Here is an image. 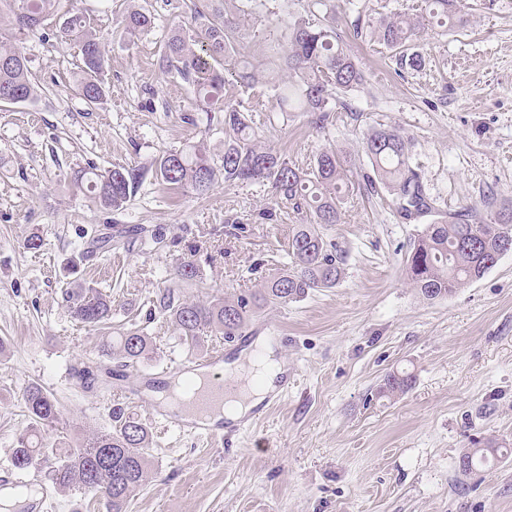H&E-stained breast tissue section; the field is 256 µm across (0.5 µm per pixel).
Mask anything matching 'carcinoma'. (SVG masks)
Masks as SVG:
<instances>
[{
	"mask_svg": "<svg viewBox=\"0 0 512 512\" xmlns=\"http://www.w3.org/2000/svg\"><path fill=\"white\" fill-rule=\"evenodd\" d=\"M18 30L38 27L56 0H9ZM128 0L121 20V36H134L154 27L155 17ZM237 0H207L205 8L194 7V23L170 31L160 51L162 68L175 72L194 88L196 105L202 112L224 113V153L215 164L205 148L189 145L162 155L156 175L168 185L189 186L200 194L212 188L216 174L224 182L266 186L271 197L291 206L305 223L296 224L288 237V265L264 278L261 288L249 295H230L209 302H174L167 288L153 301L166 315L173 330L194 346L207 330L224 340L233 339L249 324L255 310L268 305H286L312 291L333 288L343 274L344 260L327 231L341 223L344 208L342 184L348 180L346 161L335 150H322L303 169L267 146L245 115L240 95L263 83L274 91L275 111L282 118L290 112H311L315 124L323 128L336 111L339 96L367 82L336 33L335 22L315 24L296 18L289 25L288 53L283 64L288 80L270 77L238 60L233 80L224 77V60L239 56L236 43L237 16L229 4ZM425 14L441 27L461 22L458 0H425ZM423 14V15H425ZM423 15L383 18L372 26L370 38L400 50L399 64L417 70L424 58L410 47L424 31ZM60 39L78 43L82 64L74 90L88 104L98 105L106 97L100 75L105 67L102 37L91 29L85 16L75 13L63 19ZM14 92L26 102L38 96L23 48L0 37V93ZM362 147L373 171L370 187L381 185L391 196L397 212L405 220L431 210L418 172L411 161L408 143L391 126L367 130ZM143 171L137 167H95L77 172V182L90 199L104 210L119 212L138 189ZM512 241V206L501 207L489 216L464 208L453 216L423 225L405 260V272L412 287L427 300L447 297L482 278L494 267L495 256L505 241ZM198 265L184 260L176 276L183 282L198 277ZM64 300L71 317L86 326L106 330L112 320V300L94 287L65 291ZM102 356L125 364L145 362L154 355L145 328L134 326L119 336H104ZM411 387V377L400 373L386 376L380 393L388 396ZM30 423L19 434L11 463L19 470L32 467L49 456V449L35 444L41 429L54 424L60 411L56 401L41 386L31 384L24 394ZM113 428L99 431L58 458L51 479L62 489L77 488L105 498L109 512H128L130 501L147 484L150 461L148 430L120 405L112 407ZM498 446L488 441L460 458L463 472H471L497 454Z\"/></svg>",
	"mask_w": 512,
	"mask_h": 512,
	"instance_id": "carcinoma-1",
	"label": "carcinoma"
}]
</instances>
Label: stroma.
<instances>
[{
  "label": "stroma",
  "mask_w": 512,
  "mask_h": 512,
  "mask_svg": "<svg viewBox=\"0 0 512 512\" xmlns=\"http://www.w3.org/2000/svg\"><path fill=\"white\" fill-rule=\"evenodd\" d=\"M155 28L123 40L114 31L126 0H60L104 38L106 98L87 105L73 90L79 50L59 39L57 16L16 34L0 0V35L18 36L42 88L30 103H0V466L11 463L28 425L23 393L33 383L56 398L44 445L65 455L111 427L114 405L141 418L151 436V480L129 512H512V253L454 296L423 299L404 272L420 221L399 217L386 192L350 193L330 236L343 251L338 284L285 306L256 311L251 325L281 336L279 354L295 384L274 408L229 441L185 436L153 416L158 399L144 373L189 355L228 358L223 336L204 333L188 348L162 317L159 290L209 301L260 288L271 264L286 262L296 214L262 223L267 189L216 180L204 196L171 188L155 174L164 151L205 143L224 150L220 123L196 111L191 87L161 72L169 29L190 23L195 0H141ZM366 85L343 95L324 129L291 113L270 126L275 98L258 86L243 96L265 142L307 167L322 149L343 155L354 181L371 174L361 138L397 128L408 140L436 217L466 207L487 213L512 204V0H463L461 25H427L425 64L400 70L391 51L364 37L382 17L415 14L421 0H324ZM308 0H261L240 18L241 54L272 71L288 50V22ZM361 37H354V30ZM143 168L146 177L121 213L97 208L76 182L87 164ZM161 232L155 248L127 235L103 248L113 227ZM45 240L24 248L31 233ZM84 250L76 273L64 265ZM191 258L199 276L178 282ZM93 286L114 300L113 327H146L150 364L116 376L101 335L71 319L65 285ZM93 376L80 387L69 369ZM411 375L395 397L378 389L392 372ZM505 456L466 474L459 459L485 440Z\"/></svg>",
  "instance_id": "stroma-1"
}]
</instances>
